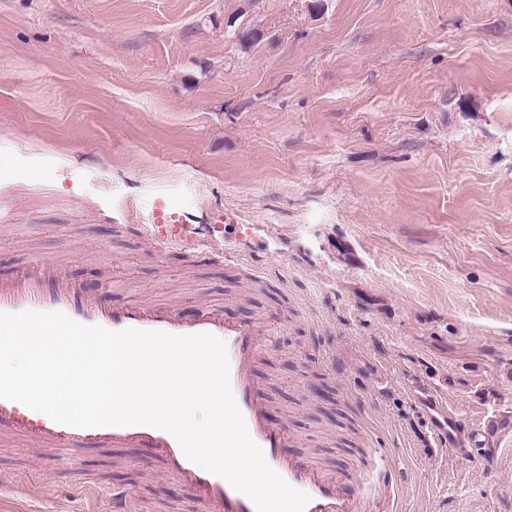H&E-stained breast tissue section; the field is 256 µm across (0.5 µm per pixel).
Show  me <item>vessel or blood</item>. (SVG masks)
Returning a JSON list of instances; mask_svg holds the SVG:
<instances>
[{
  "label": "vessel or blood",
  "instance_id": "1",
  "mask_svg": "<svg viewBox=\"0 0 512 512\" xmlns=\"http://www.w3.org/2000/svg\"><path fill=\"white\" fill-rule=\"evenodd\" d=\"M144 230L159 247L202 251L216 264L227 258L218 225L187 224L177 215L161 212ZM28 310L61 312L78 323L111 331L132 328L172 335L207 333L221 339L227 349L230 388L248 433L263 448L267 463L290 486L309 495L305 512H367L371 507L376 512H390L398 484L384 451L375 452L372 464L351 485L340 474L320 468L310 455L293 452L294 437L288 425L271 419L269 402L255 377L254 358L262 336L258 324L226 321L222 310L216 307L202 308L195 317L186 319L166 302L115 306L68 283L60 266L53 262L0 281V312ZM426 407L444 421L440 435L449 446L463 441L482 443L493 433L500 446H512V431L505 428L498 415L473 423L449 412L445 404L434 399H427ZM0 432L33 439L59 452L84 446L149 448L163 472L190 489L201 512H257L247 495L188 460L177 440L160 429L145 425L67 426L45 414L23 409L20 403L0 399Z\"/></svg>",
  "mask_w": 512,
  "mask_h": 512
}]
</instances>
